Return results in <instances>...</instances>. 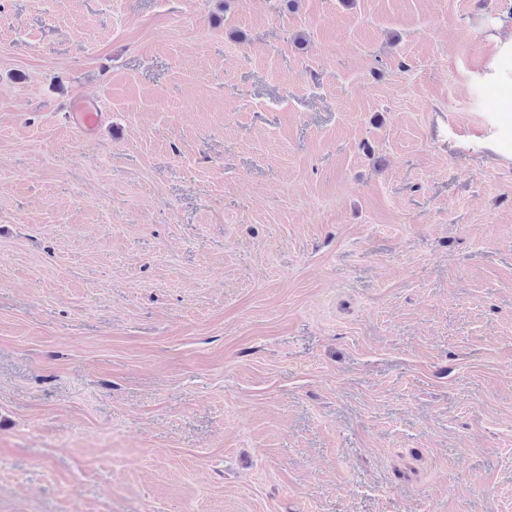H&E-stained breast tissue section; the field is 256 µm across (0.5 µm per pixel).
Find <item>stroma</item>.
<instances>
[{
    "label": "stroma",
    "instance_id": "35a3bbf8",
    "mask_svg": "<svg viewBox=\"0 0 512 512\" xmlns=\"http://www.w3.org/2000/svg\"><path fill=\"white\" fill-rule=\"evenodd\" d=\"M509 15L0 0V512H512ZM490 41L492 43L493 76L512 90V37L501 38L497 34H491ZM506 64L509 66H505ZM68 116L70 122L80 129L85 137H89L97 128L102 112L97 104L78 96L74 100Z\"/></svg>",
    "mask_w": 512,
    "mask_h": 512
}]
</instances>
